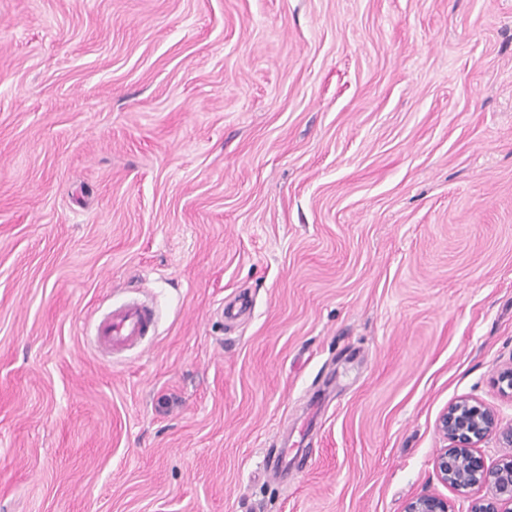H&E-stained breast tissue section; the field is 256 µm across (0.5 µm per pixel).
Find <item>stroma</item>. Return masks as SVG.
Wrapping results in <instances>:
<instances>
[{
	"label": "stroma",
	"instance_id": "obj_1",
	"mask_svg": "<svg viewBox=\"0 0 512 512\" xmlns=\"http://www.w3.org/2000/svg\"><path fill=\"white\" fill-rule=\"evenodd\" d=\"M509 362L512 0H0V512H466ZM155 323L154 310L145 300L131 299L106 313L98 323L96 340L112 354L138 346ZM437 430L448 442L434 457L437 479L466 498L474 489L485 490L468 512H512V424L502 426L483 402L462 398L441 413ZM492 438L508 451L487 464L480 448ZM404 512H456L454 505L448 499L428 490L422 491L410 499Z\"/></svg>",
	"mask_w": 512,
	"mask_h": 512
}]
</instances>
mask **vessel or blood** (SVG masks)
I'll return each mask as SVG.
<instances>
[{
	"mask_svg": "<svg viewBox=\"0 0 512 512\" xmlns=\"http://www.w3.org/2000/svg\"><path fill=\"white\" fill-rule=\"evenodd\" d=\"M155 323L152 306L132 299L106 313L98 323L96 340L107 351L120 354L138 346Z\"/></svg>",
	"mask_w": 512,
	"mask_h": 512,
	"instance_id": "vessel-or-blood-1",
	"label": "vessel or blood"
}]
</instances>
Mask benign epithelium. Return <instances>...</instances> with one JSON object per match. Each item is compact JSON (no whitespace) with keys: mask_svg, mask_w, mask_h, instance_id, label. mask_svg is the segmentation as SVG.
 Masks as SVG:
<instances>
[{"mask_svg":"<svg viewBox=\"0 0 512 512\" xmlns=\"http://www.w3.org/2000/svg\"><path fill=\"white\" fill-rule=\"evenodd\" d=\"M437 430L448 442L434 457L437 479L463 497L474 489L485 491L471 500L469 512H512V424L501 425L483 402L462 398L441 413ZM493 438L507 452L488 464L480 448ZM404 512H455V508L448 498L425 490L407 502Z\"/></svg>","mask_w":512,"mask_h":512,"instance_id":"obj_1","label":"benign epithelium"}]
</instances>
